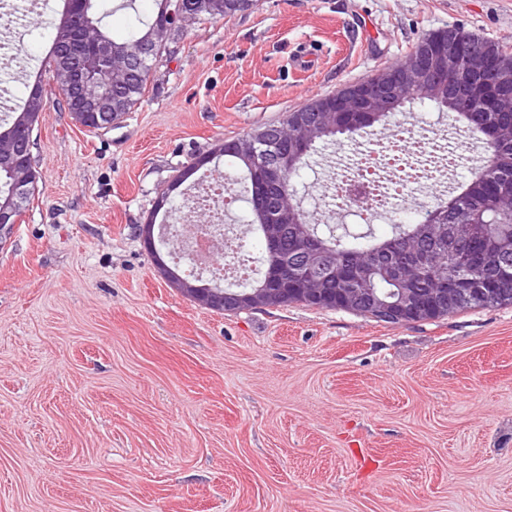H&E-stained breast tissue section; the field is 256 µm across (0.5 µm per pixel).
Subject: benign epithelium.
Wrapping results in <instances>:
<instances>
[{"mask_svg":"<svg viewBox=\"0 0 512 512\" xmlns=\"http://www.w3.org/2000/svg\"><path fill=\"white\" fill-rule=\"evenodd\" d=\"M196 19L193 11L179 2V13L158 19L153 38L142 44L132 56L112 65V44L102 39H92L90 33H83L85 40H93L92 58L79 54L70 38L57 43V58L62 70L53 78L55 98H50L44 88H39L29 108L41 112L51 102L62 106L65 111H74V116L95 117L102 127L112 126L117 116L114 109L117 101L112 99V90L102 91L85 75L90 63H95L104 73V79L111 86L123 84L129 77L138 75L146 81L150 70L142 68L144 57L156 48L166 45L171 29L175 25ZM423 88L428 90H454L458 92L456 107L461 112H512V56L500 52L499 45L460 29L440 41L430 35L423 38L418 47L406 55L398 65L381 69L367 78L342 87L333 95L319 97L309 102V114L296 113L290 117L295 133L289 137L271 136L260 130L231 141L234 152L257 161L264 174L263 195L258 205L264 206L267 198L280 191L282 197L273 208L269 223L263 225L267 242L275 246L283 236L284 225L297 222V206L293 194L284 192L287 162L303 155L308 142L303 139L306 127L313 121V113L320 116L332 115L336 123L347 129H354L370 112H393L400 103L404 89ZM27 143L15 136L0 138V161L17 166L13 183L15 202L27 199L30 185L37 179V172L21 162L24 152L30 150ZM142 240L151 252L158 270L168 276L173 287L191 297L202 307H211L219 296L226 306H247L260 309L266 307L279 293L277 288H257L247 294L221 293L208 284L198 285L179 278L167 269L162 255L155 247L152 226L141 225ZM302 254L290 259L295 266L304 261L308 267L319 268L318 249L311 240L303 238ZM466 282L463 277L442 279L434 288H412L400 303V310L406 316L413 314L429 303H453L459 298V290ZM367 297L364 288H348L342 292V303L346 307H357Z\"/></svg>","mask_w":512,"mask_h":512,"instance_id":"obj_1","label":"benign epithelium"}]
</instances>
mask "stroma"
<instances>
[{"label": "stroma", "mask_w": 512, "mask_h": 512, "mask_svg": "<svg viewBox=\"0 0 512 512\" xmlns=\"http://www.w3.org/2000/svg\"><path fill=\"white\" fill-rule=\"evenodd\" d=\"M451 26L512 46V0H257L185 23L111 129L42 112V182L0 244V512H512V306L227 314L137 235L194 156ZM51 35H25L14 87H50ZM302 47L314 61L293 68ZM398 130L452 127L414 104L375 135ZM334 156L298 178L318 219Z\"/></svg>", "instance_id": "stroma-1"}]
</instances>
